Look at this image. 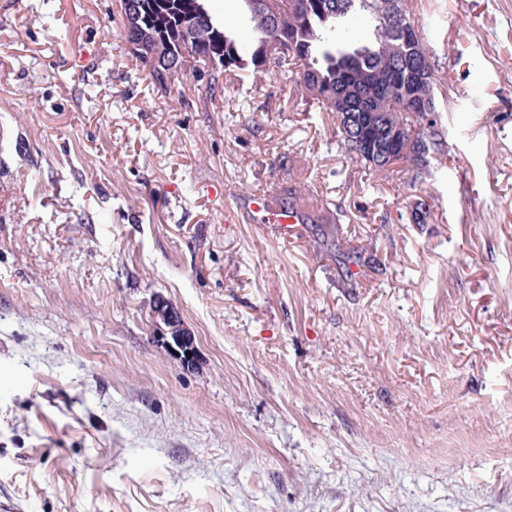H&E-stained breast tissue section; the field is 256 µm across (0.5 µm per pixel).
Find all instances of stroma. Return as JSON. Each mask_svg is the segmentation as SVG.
<instances>
[{"mask_svg":"<svg viewBox=\"0 0 512 512\" xmlns=\"http://www.w3.org/2000/svg\"><path fill=\"white\" fill-rule=\"evenodd\" d=\"M30 3L0 0V498L512 512V0H409L448 146L417 183L290 72L206 103V69L146 80L115 0ZM287 187L306 221L246 212ZM166 302L157 298L153 303L152 317L157 329L156 334L166 349L180 358L184 364L192 365L196 358L195 339L185 327L182 318H176L165 308ZM191 353V358L186 356Z\"/></svg>","mask_w":512,"mask_h":512,"instance_id":"obj_1","label":"stroma"}]
</instances>
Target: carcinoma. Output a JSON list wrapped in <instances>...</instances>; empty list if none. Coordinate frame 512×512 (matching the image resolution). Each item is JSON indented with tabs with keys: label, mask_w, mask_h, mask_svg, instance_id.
I'll list each match as a JSON object with an SVG mask.
<instances>
[{
	"label": "carcinoma",
	"mask_w": 512,
	"mask_h": 512,
	"mask_svg": "<svg viewBox=\"0 0 512 512\" xmlns=\"http://www.w3.org/2000/svg\"><path fill=\"white\" fill-rule=\"evenodd\" d=\"M251 31L233 32L200 5L207 0H118L121 39L142 67L148 65L150 42L159 36L177 49L183 22L195 18L196 58L211 65L210 84L226 71L250 73L258 79L272 67L295 65V87L336 114L337 136L344 152L374 171L389 169L387 157L403 153L410 183L428 175L448 154L442 127L420 126L414 142L392 141V130L409 122L414 112H433L435 64L424 46L423 24L411 14L407 0H242ZM359 31L349 29L353 18ZM172 55L146 73L155 87H168Z\"/></svg>",
	"instance_id": "obj_1"
}]
</instances>
